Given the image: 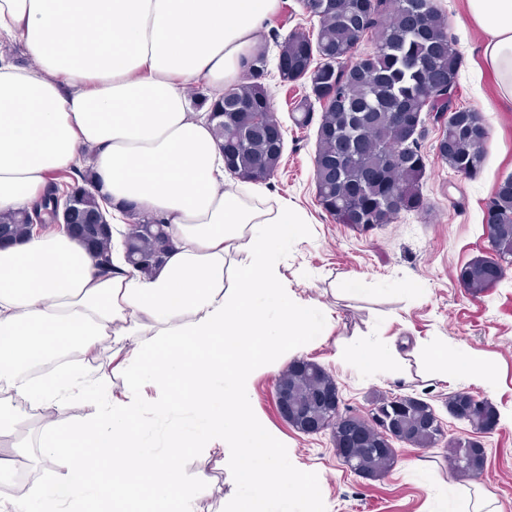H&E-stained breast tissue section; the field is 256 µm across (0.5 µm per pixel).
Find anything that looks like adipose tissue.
<instances>
[{"instance_id":"adipose-tissue-1","label":"adipose tissue","mask_w":512,"mask_h":512,"mask_svg":"<svg viewBox=\"0 0 512 512\" xmlns=\"http://www.w3.org/2000/svg\"><path fill=\"white\" fill-rule=\"evenodd\" d=\"M279 0H0V37L16 38L36 67L0 51V211L28 207L52 175L88 164L116 206L167 224L173 245L143 273L121 247L103 270L61 230L0 250V439L27 447L23 419L57 472L0 512H197L203 479L171 456L218 455L238 512H322L314 478L289 477L291 452L251 409L257 370L327 323L280 274L281 248L306 219L257 183L225 179L209 112L241 80ZM478 30V70L512 110V0H466ZM209 100L193 108L186 89ZM238 255L233 285L226 259ZM134 338L97 364L102 339ZM445 379L488 384L469 354L447 360L424 346ZM121 375V392L112 377ZM184 394L174 397V386ZM85 413L75 420L73 408ZM169 418L154 454L144 413Z\"/></svg>"}]
</instances>
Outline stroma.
<instances>
[{"label":"stroma","instance_id":"obj_1","mask_svg":"<svg viewBox=\"0 0 512 512\" xmlns=\"http://www.w3.org/2000/svg\"><path fill=\"white\" fill-rule=\"evenodd\" d=\"M435 3L462 57L456 102L479 111L490 133L486 158L475 176L457 174L435 154L441 126L425 120L418 139L426 163L422 207L370 229L338 223L320 205L314 179L317 127L296 124L292 104L303 88L283 86L279 77V37L294 30L311 32L318 21L304 13L301 0H280L267 22L262 82L284 129V148L278 170L261 189L287 198L305 213L302 235L279 255L283 282L300 298L318 302L331 321L326 336L256 373L251 407L288 443L292 468L314 476L311 493L324 512H445L455 502L462 512H472L479 498L490 500L497 512H512V267L478 295L459 280L463 266L491 255L485 206L498 184L512 176V112L500 109L492 81L474 68L476 31L464 0ZM354 281L359 284L355 290L350 287ZM419 340L442 347L448 356L467 352L487 363L493 372L490 384L442 380L415 352ZM362 344L393 345L400 359L366 371L339 358V351ZM302 359L319 363L333 376L342 411L366 417L374 398L412 396L433 408L450 438L468 433L448 413L451 394L466 391L491 401L500 418L484 439L482 478L452 476L444 446L419 450L402 443L384 477L365 479L350 472L334 454L330 431L300 432L278 412L276 382L289 364ZM176 465L186 477L202 472L208 478L198 512H232L237 495L219 456L203 460L184 453Z\"/></svg>","mask_w":512,"mask_h":512}]
</instances>
